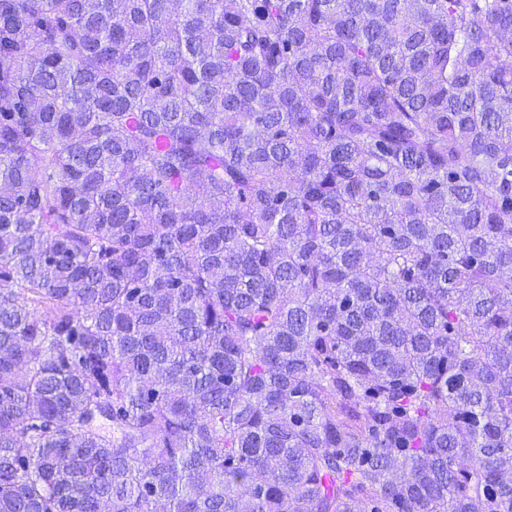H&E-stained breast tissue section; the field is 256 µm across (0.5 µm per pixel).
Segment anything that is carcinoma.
Segmentation results:
<instances>
[{"mask_svg": "<svg viewBox=\"0 0 512 512\" xmlns=\"http://www.w3.org/2000/svg\"><path fill=\"white\" fill-rule=\"evenodd\" d=\"M512 512V0H0V512Z\"/></svg>", "mask_w": 512, "mask_h": 512, "instance_id": "cac0c4a2", "label": "carcinoma"}]
</instances>
